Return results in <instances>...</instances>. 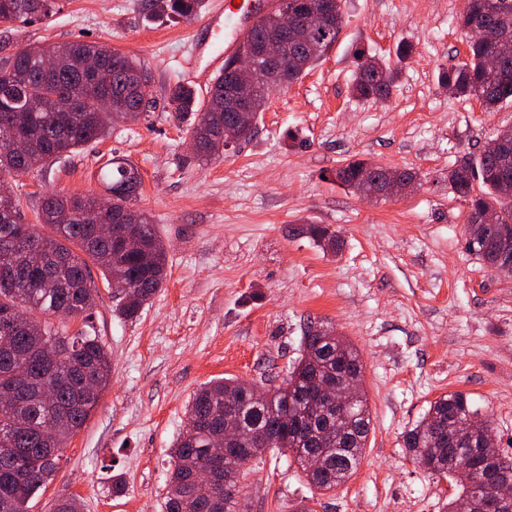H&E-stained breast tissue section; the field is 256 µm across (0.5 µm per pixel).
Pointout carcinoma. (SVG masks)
Returning a JSON list of instances; mask_svg holds the SVG:
<instances>
[{
    "instance_id": "obj_1",
    "label": "carcinoma",
    "mask_w": 512,
    "mask_h": 512,
    "mask_svg": "<svg viewBox=\"0 0 512 512\" xmlns=\"http://www.w3.org/2000/svg\"><path fill=\"white\" fill-rule=\"evenodd\" d=\"M333 2L336 26L317 29L318 54H305L295 41L280 44L279 51L288 62V83L302 78L336 41L343 9L342 0ZM199 5L200 0H149L148 11L154 17L189 21ZM55 6V0H0V22L47 18ZM478 23L485 26L490 39H469L468 61L442 69L438 82L456 96L479 100L490 111L512 101V47L502 54L498 70L487 67L496 46L512 44V0H470L456 25L467 36ZM412 52L411 44L400 43L393 67L364 48L357 50L351 94L359 99L390 97L397 90L399 64ZM44 56L58 62L51 75L41 70ZM89 60L111 71L109 88L90 81L85 70ZM233 64L232 60L225 62L210 87L218 112L204 111L191 85L177 82L167 88L173 114L180 118L198 115L187 133L196 143V158L203 163L216 158L224 135V85L229 83ZM0 71L7 73L0 83V181L29 170L28 161L10 148L13 135L29 138L44 161L52 162L110 134L112 113L100 111L102 99L121 96L135 121L150 111L153 102L144 64L106 44H30L14 53ZM59 94L72 98L79 111L56 110ZM27 99L42 101L45 108L19 111L20 101ZM364 168L365 161L350 160L335 169L333 178L359 194ZM505 179H512V146L496 152L484 149L448 172V182L468 202L466 248L491 267L512 263V250L501 248L503 241H512V198L504 199L498 193ZM102 182L112 205L101 213L96 212L97 198L92 195H44L37 214L38 224L47 228L44 233L22 221L15 197L0 194V337L5 316H25V325L9 332L8 352H0V512H29L30 501L53 480L61 449L89 420L111 378V354L98 336L87 329L62 336L44 317L89 315L98 294L93 266L107 285L114 281L128 284V298L118 308L126 319L140 313L166 277L164 243L146 213H138V223L133 225L136 249L127 248L122 238L96 233L98 224L127 226L124 214L141 186L139 170L114 158ZM477 185L482 187L478 193ZM489 211L494 212V224L483 223ZM302 234L324 252L336 249V231L327 225L307 224ZM53 341L61 344V351L45 350L44 345ZM301 347L287 376L268 387L261 402L252 400L255 383L237 378L212 380L193 394L186 429L173 450L165 512H242L239 480L244 476L243 466L269 450L290 453L307 483L319 491L335 489L352 477L371 430L367 398L359 393L354 405L340 412L314 400L313 391L326 379L361 385L359 350L322 324L305 328ZM476 414L468 395L453 391L431 402L403 435V447L416 463L429 474L454 483L457 493L448 503V512H503L478 485L494 478L512 480V456L489 462L480 451L479 438H460L457 424ZM226 418L238 422L232 442L238 454L228 471L222 505L216 508L191 497L189 488L194 472L209 464L210 441L224 431ZM310 455L323 457L326 466L309 470L304 461Z\"/></svg>"
}]
</instances>
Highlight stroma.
Returning <instances> with one entry per match:
<instances>
[{"label": "stroma", "instance_id": "obj_1", "mask_svg": "<svg viewBox=\"0 0 512 512\" xmlns=\"http://www.w3.org/2000/svg\"><path fill=\"white\" fill-rule=\"evenodd\" d=\"M202 0L188 21H151L147 0H58L49 18L0 22V64L43 42H105L141 60L154 103L104 141L13 177L26 223L43 196L101 195L99 172L127 159L141 173L133 202L167 250V279L136 318L115 312L101 274L92 310L112 356V377L71 437L53 481L30 512L73 497L80 512H163L172 450L203 383L238 378L280 384L300 354L307 321L328 323L359 350L371 432L342 486L311 492L293 459L275 451L248 462L244 512H445L453 483L429 475L403 434L438 396L468 394L512 455V278L465 246L468 205L448 173L512 126V102L495 112L442 91L439 71L466 62L456 26L463 0H345L335 43L298 82L273 91L251 139L201 165L176 118L168 86L206 92L223 65L224 24ZM414 47L388 100L352 96L354 52L392 58ZM418 173L417 191L364 199L330 181L344 160ZM327 224L338 247L323 253L296 227ZM124 483L112 490L113 478Z\"/></svg>", "mask_w": 512, "mask_h": 512}]
</instances>
